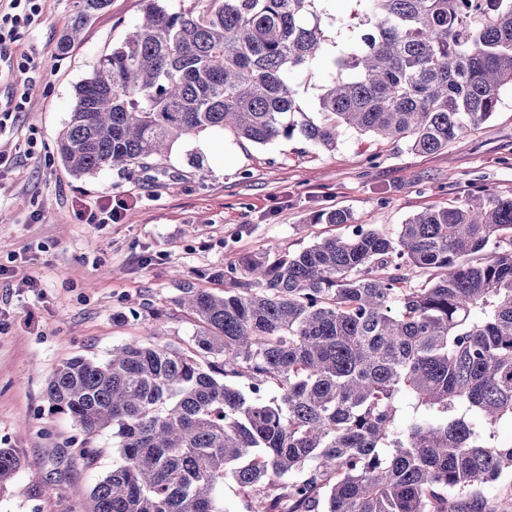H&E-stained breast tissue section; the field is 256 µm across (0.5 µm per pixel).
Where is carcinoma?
<instances>
[{"mask_svg": "<svg viewBox=\"0 0 512 512\" xmlns=\"http://www.w3.org/2000/svg\"><path fill=\"white\" fill-rule=\"evenodd\" d=\"M144 0L75 86L57 141L74 176L130 178L178 139L233 131L334 149L346 130L435 153L512 88V0ZM110 0H75L66 49ZM330 58L313 112L294 72ZM346 225L343 210L315 216ZM216 293L177 283L187 345L130 341L59 364L49 410L112 432L119 462L83 512H461L512 477V196L430 209L396 236L356 225L241 257ZM0 448V489L21 469Z\"/></svg>", "mask_w": 512, "mask_h": 512, "instance_id": "obj_1", "label": "carcinoma"}]
</instances>
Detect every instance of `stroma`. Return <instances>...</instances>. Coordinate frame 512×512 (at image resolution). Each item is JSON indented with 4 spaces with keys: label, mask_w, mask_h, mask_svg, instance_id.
Listing matches in <instances>:
<instances>
[{
    "label": "stroma",
    "mask_w": 512,
    "mask_h": 512,
    "mask_svg": "<svg viewBox=\"0 0 512 512\" xmlns=\"http://www.w3.org/2000/svg\"><path fill=\"white\" fill-rule=\"evenodd\" d=\"M74 0H43L41 22L20 30L14 53L37 70L0 81V103L22 84L31 100L0 135L13 163L0 169V448L25 462L0 491V512H81L117 456L112 434L93 436V462L70 418L49 414L48 380L77 356L107 358L130 340L185 346L194 325L183 313L162 321H119L129 308H169L176 280L217 287L215 273L269 246L299 251L341 226L322 210L395 235L401 224L494 192L512 196V89L478 130L436 153L411 151L347 132L335 150L299 139L257 145L230 131L178 140L162 169L131 178L105 169L72 176L56 142L89 77L143 12V0H111L67 49L59 43ZM121 201L117 222L90 224L88 208Z\"/></svg>",
    "instance_id": "stroma-1"
}]
</instances>
